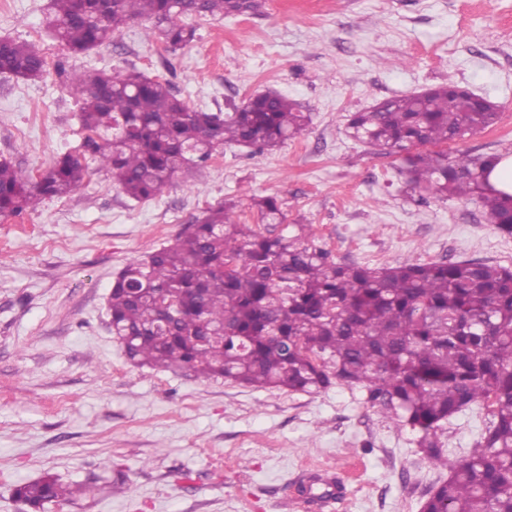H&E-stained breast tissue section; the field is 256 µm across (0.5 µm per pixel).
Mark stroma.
I'll list each match as a JSON object with an SVG mask.
<instances>
[{"label": "stroma", "mask_w": 512, "mask_h": 512, "mask_svg": "<svg viewBox=\"0 0 512 512\" xmlns=\"http://www.w3.org/2000/svg\"><path fill=\"white\" fill-rule=\"evenodd\" d=\"M50 3L0 0V37L33 43L49 63L38 79L0 75V158L23 173L80 141V95L54 69L62 58L76 70L137 67L211 111L273 89L311 122L273 152L225 147L149 201L96 172L70 196L0 217V512H26L14 487L48 474L88 489L45 512H318L298 491L323 474L342 498L319 512H421L444 470L360 389H255L136 365L112 334L108 297L130 260L229 200L265 234L308 225L339 261L511 267L512 238L485 224L477 199H419L399 158L353 140L344 117L453 82L501 117L449 154H511L512 0H265L259 16L192 18L196 40L173 53L142 19L70 58L46 27ZM264 196L281 200L284 223H259ZM487 419L476 406L448 422L449 460L474 448Z\"/></svg>", "instance_id": "obj_1"}]
</instances>
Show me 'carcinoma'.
Returning a JSON list of instances; mask_svg holds the SVG:
<instances>
[{
	"instance_id": "cac0c4a2",
	"label": "carcinoma",
	"mask_w": 512,
	"mask_h": 512,
	"mask_svg": "<svg viewBox=\"0 0 512 512\" xmlns=\"http://www.w3.org/2000/svg\"><path fill=\"white\" fill-rule=\"evenodd\" d=\"M262 8L263 0H52L51 27L78 55L147 19L174 52L195 39L188 17ZM45 67L33 44L0 40V74L36 79ZM57 67L81 95L78 153L57 157L34 182L0 159L1 217L73 193L89 175L87 158L142 202L226 144L271 151L310 123L299 103L273 90L213 112L190 107L169 81L135 67L73 75ZM499 115L494 101L446 83L383 99L346 121L352 139L400 157L412 190L475 193L486 223L512 236V195L487 184L497 158L448 156V144ZM254 205L260 223H283L276 197ZM234 209L206 208L172 243L117 273L109 311L127 357L253 388H359L366 404L414 432L419 452L447 469L421 512H512V267L485 259L338 263L300 234L255 232ZM479 403L490 417L476 447L448 461L445 425ZM73 493L54 476L14 488L33 512Z\"/></svg>"
}]
</instances>
